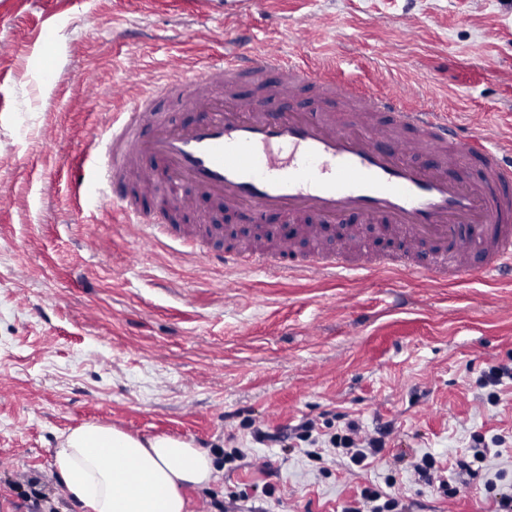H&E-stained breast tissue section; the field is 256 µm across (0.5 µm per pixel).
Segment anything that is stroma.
<instances>
[{"mask_svg":"<svg viewBox=\"0 0 512 512\" xmlns=\"http://www.w3.org/2000/svg\"><path fill=\"white\" fill-rule=\"evenodd\" d=\"M407 22L417 32L403 42ZM241 29L349 83L425 82L421 105L463 124L487 114L512 142V0H259L229 15L217 0H0V512H27L40 488L59 512H84L54 456L85 424L180 438L219 460L226 440L244 448L237 466L186 488L190 512H342L376 468L321 477L240 425L276 431L325 413L393 425L385 460L411 512H492L484 476L451 502L410 463L453 460L475 431L502 434L498 464L512 476V383L493 407L476 384L512 365L501 301L512 283L390 268L220 275L131 240L105 205L76 222L65 169L118 111L115 84L145 86L174 58L197 67Z\"/></svg>","mask_w":512,"mask_h":512,"instance_id":"stroma-1","label":"stroma"}]
</instances>
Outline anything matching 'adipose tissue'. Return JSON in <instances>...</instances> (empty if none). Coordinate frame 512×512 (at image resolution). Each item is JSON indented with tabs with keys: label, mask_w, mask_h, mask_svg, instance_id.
<instances>
[{
	"label": "adipose tissue",
	"mask_w": 512,
	"mask_h": 512,
	"mask_svg": "<svg viewBox=\"0 0 512 512\" xmlns=\"http://www.w3.org/2000/svg\"><path fill=\"white\" fill-rule=\"evenodd\" d=\"M55 461L68 495L86 512H189L184 486L206 484L217 471L208 452L185 440L98 424L67 435Z\"/></svg>",
	"instance_id": "obj_1"
}]
</instances>
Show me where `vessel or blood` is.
<instances>
[{
    "instance_id": "1",
    "label": "vessel or blood",
    "mask_w": 512,
    "mask_h": 512,
    "mask_svg": "<svg viewBox=\"0 0 512 512\" xmlns=\"http://www.w3.org/2000/svg\"><path fill=\"white\" fill-rule=\"evenodd\" d=\"M244 84L257 96L242 99ZM309 90L311 105L292 108ZM113 94L118 112L86 147L92 165L67 170L78 201L110 203L131 232L179 242L201 264L307 278L351 267L344 242L309 255L286 237L272 251L214 249L216 225L190 232L177 222L207 196L254 224L272 214L301 226L360 218L405 244L392 268L426 281L512 274V144L469 136L447 113L417 105L416 86L348 90L333 68L234 38L218 60L150 93L129 97L118 86ZM183 103L193 120L171 123L166 105ZM467 163L475 176L456 177ZM135 177L159 198L155 209L132 198Z\"/></svg>"
}]
</instances>
